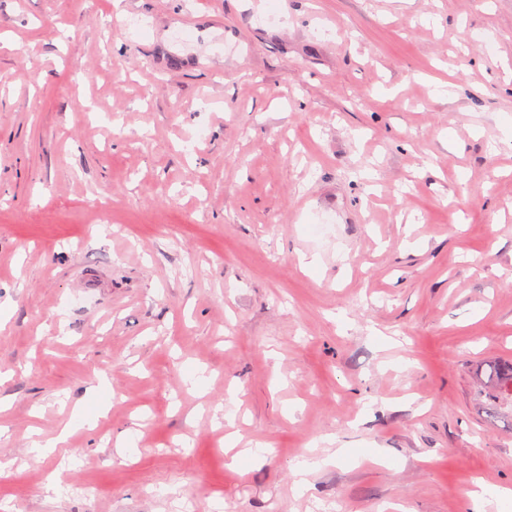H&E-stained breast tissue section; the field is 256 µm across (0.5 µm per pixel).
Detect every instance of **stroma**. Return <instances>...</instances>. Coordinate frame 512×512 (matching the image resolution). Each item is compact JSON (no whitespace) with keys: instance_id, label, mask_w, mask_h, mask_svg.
<instances>
[{"instance_id":"obj_1","label":"stroma","mask_w":512,"mask_h":512,"mask_svg":"<svg viewBox=\"0 0 512 512\" xmlns=\"http://www.w3.org/2000/svg\"><path fill=\"white\" fill-rule=\"evenodd\" d=\"M507 124L512 0H0V512H512ZM483 395L486 405L498 414H507L512 421V362L507 368L493 363L482 369Z\"/></svg>"}]
</instances>
